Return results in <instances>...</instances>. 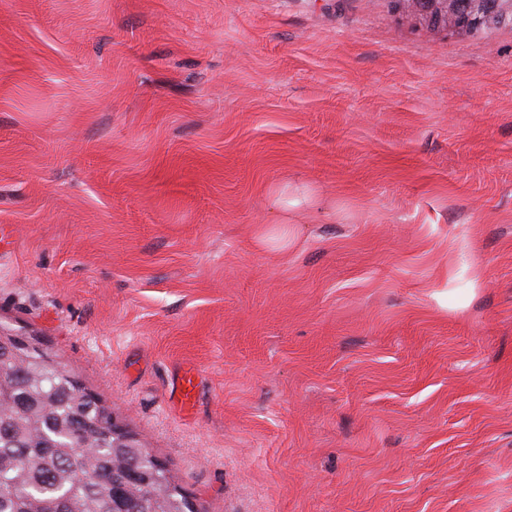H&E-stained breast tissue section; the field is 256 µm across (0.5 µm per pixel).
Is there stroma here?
Segmentation results:
<instances>
[{"label":"stroma","mask_w":512,"mask_h":512,"mask_svg":"<svg viewBox=\"0 0 512 512\" xmlns=\"http://www.w3.org/2000/svg\"><path fill=\"white\" fill-rule=\"evenodd\" d=\"M1 224L0 324L197 512H512L511 25L0 0ZM0 336H3L4 339L11 338L12 340L16 341L19 346H22L24 348H27L30 351H35L39 354H42L45 361L53 366H59L58 361L54 356L49 353L42 344H40L33 336L34 335H25L22 333H17L14 330L3 327L0 325Z\"/></svg>","instance_id":"35a3bbf8"}]
</instances>
